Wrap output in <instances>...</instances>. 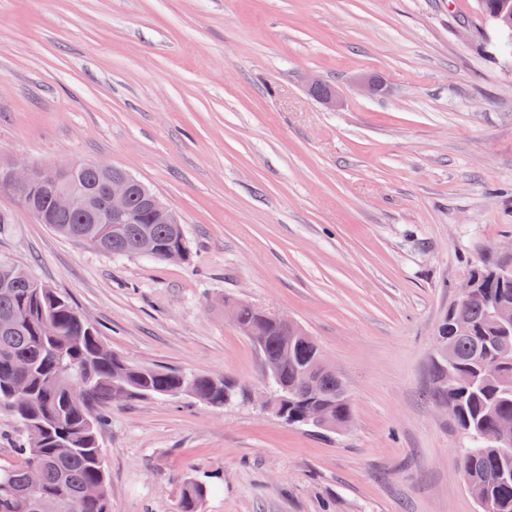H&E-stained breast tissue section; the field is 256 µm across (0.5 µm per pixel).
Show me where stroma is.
Returning a JSON list of instances; mask_svg holds the SVG:
<instances>
[{"mask_svg": "<svg viewBox=\"0 0 512 512\" xmlns=\"http://www.w3.org/2000/svg\"><path fill=\"white\" fill-rule=\"evenodd\" d=\"M1 156L103 161L177 211L190 257L162 263L0 195V258L112 351L260 388L224 316L243 301L302 324L348 387L335 433L247 403L108 405L112 512H178L187 477L203 512H479L432 389L464 281L512 262V44L479 0H0Z\"/></svg>", "mask_w": 512, "mask_h": 512, "instance_id": "stroma-1", "label": "stroma"}]
</instances>
